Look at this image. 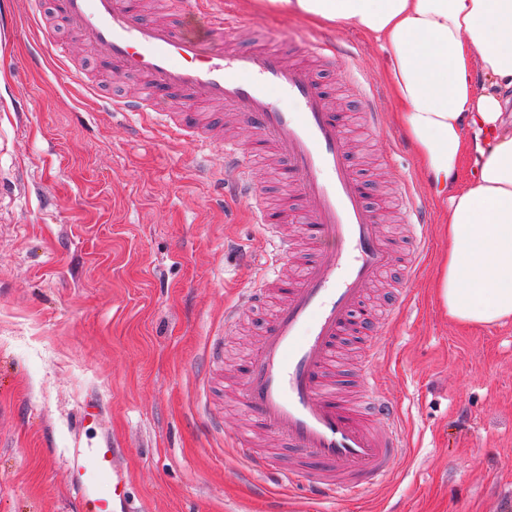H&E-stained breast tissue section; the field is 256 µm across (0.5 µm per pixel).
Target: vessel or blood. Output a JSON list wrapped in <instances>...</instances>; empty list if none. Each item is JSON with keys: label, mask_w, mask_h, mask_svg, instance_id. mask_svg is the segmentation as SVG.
Instances as JSON below:
<instances>
[{"label": "vessel or blood", "mask_w": 512, "mask_h": 512, "mask_svg": "<svg viewBox=\"0 0 512 512\" xmlns=\"http://www.w3.org/2000/svg\"><path fill=\"white\" fill-rule=\"evenodd\" d=\"M172 13L202 18L193 32L162 21L137 18L132 0H31L35 18L47 11L67 22L72 41L90 46L114 76L137 73L150 90L120 97L88 90L110 112L147 113L152 129L211 147L209 128L221 127L223 113H212L208 127L185 114L153 105L151 90L184 93L232 106L236 116L254 128L262 142L274 145L288 161L307 199L302 231L325 248L305 263L294 282L282 283L284 300L266 327L241 381V398L254 426L285 440L303 464L284 470L272 456L251 446L247 430L235 436L250 473L271 474L291 482L308 472L312 499L350 500L385 485L397 458L406 451L396 405L385 395L371 367L360 376L365 398L353 409L331 374L336 344L353 325L379 326L366 307L368 288L395 261L371 207L370 187L356 177L348 158L346 122L331 105L316 75L292 61L280 47L215 45V34L229 21L222 0H170ZM300 52L327 61L344 59L343 43L318 37ZM288 96L292 109L278 107ZM224 163L217 195L249 199L256 193L247 175L248 161L239 144L222 145ZM417 250L427 241L428 210L412 194L401 199ZM407 254L415 268L419 255ZM293 259V245L280 238L266 261L268 277L278 276ZM125 452L111 442L76 448L70 458L76 496L74 512H142L129 492Z\"/></svg>", "instance_id": "obj_1"}]
</instances>
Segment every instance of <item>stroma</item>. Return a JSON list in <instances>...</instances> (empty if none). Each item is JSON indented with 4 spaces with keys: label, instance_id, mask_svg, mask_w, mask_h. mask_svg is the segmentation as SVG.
Returning a JSON list of instances; mask_svg holds the SVG:
<instances>
[{
    "label": "stroma",
    "instance_id": "obj_1",
    "mask_svg": "<svg viewBox=\"0 0 512 512\" xmlns=\"http://www.w3.org/2000/svg\"><path fill=\"white\" fill-rule=\"evenodd\" d=\"M223 3L257 43L346 40L348 58L319 77L346 117L381 230L408 244L404 191L430 211L415 269L396 259L371 291L381 307L407 291L374 371L409 449L391 482L360 500L313 501L305 483L247 472L232 440L250 423L242 362L273 303L240 304L229 331L224 309L264 276L265 231L248 203L214 204L216 158L153 131L130 140L143 118L101 111L83 87L132 93L139 76L108 83V66L79 44L68 66L49 58L30 71L35 43L70 33L56 19L37 26L15 0L18 29L0 43V512H74L69 451L108 438L125 448L145 512H269L273 500L287 512H512V321L459 329L429 287L448 242L414 145L392 120L376 40ZM372 110L371 127L361 114ZM252 165L279 229L300 224L305 204L283 164ZM91 408L97 418L85 419Z\"/></svg>",
    "mask_w": 512,
    "mask_h": 512
}]
</instances>
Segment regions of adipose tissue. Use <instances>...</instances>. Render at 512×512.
Instances as JSON below:
<instances>
[{"mask_svg":"<svg viewBox=\"0 0 512 512\" xmlns=\"http://www.w3.org/2000/svg\"><path fill=\"white\" fill-rule=\"evenodd\" d=\"M279 15L378 41L396 123L442 206L433 288L462 329L512 320V0H267ZM487 86H479L477 76ZM476 177L458 185L466 162Z\"/></svg>","mask_w":512,"mask_h":512,"instance_id":"ef3b65f1","label":"adipose tissue"}]
</instances>
